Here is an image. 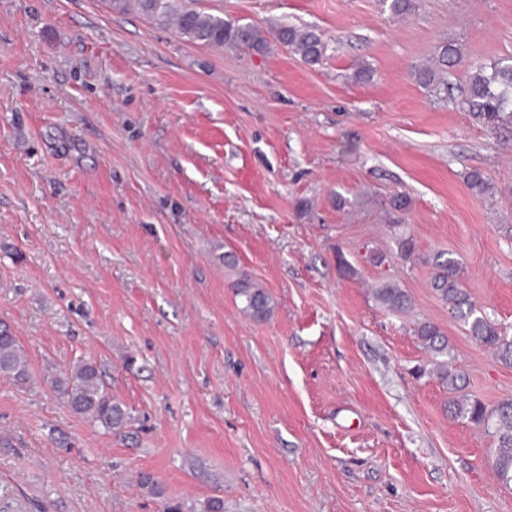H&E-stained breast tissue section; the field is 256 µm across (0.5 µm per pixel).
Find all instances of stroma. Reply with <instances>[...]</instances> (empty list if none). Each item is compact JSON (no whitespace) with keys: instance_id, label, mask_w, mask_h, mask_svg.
I'll return each instance as SVG.
<instances>
[{"instance_id":"stroma-1","label":"stroma","mask_w":512,"mask_h":512,"mask_svg":"<svg viewBox=\"0 0 512 512\" xmlns=\"http://www.w3.org/2000/svg\"><path fill=\"white\" fill-rule=\"evenodd\" d=\"M176 2L316 28L326 60L208 48L107 0H0V323L38 379H0V512H162L146 473L224 512H512L494 438L449 416L415 335L439 326L470 398L512 397V366L429 286L449 252L477 309L512 329V125L417 80L447 41L464 51L457 87L512 54V0H417L404 19L384 0ZM228 252L272 294L269 321L242 313ZM385 279L407 314L376 306ZM80 359L133 437L43 382ZM372 294L377 304L391 312L402 314L408 312L412 307L411 295L396 281H379Z\"/></svg>"}]
</instances>
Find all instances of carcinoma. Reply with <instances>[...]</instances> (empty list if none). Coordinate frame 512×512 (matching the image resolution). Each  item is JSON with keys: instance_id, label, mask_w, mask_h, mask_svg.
I'll return each mask as SVG.
<instances>
[{"instance_id": "carcinoma-1", "label": "carcinoma", "mask_w": 512, "mask_h": 512, "mask_svg": "<svg viewBox=\"0 0 512 512\" xmlns=\"http://www.w3.org/2000/svg\"><path fill=\"white\" fill-rule=\"evenodd\" d=\"M131 4L147 19L172 27L192 42L217 48H241L259 55L265 54L269 46L263 29L253 23L226 19L187 6L176 8L173 0H109L110 8L118 12L127 11ZM273 36L307 66L319 65L325 59L327 45L310 27L281 25ZM462 56L460 45L442 44L436 49L432 64L419 70L420 83L437 95L448 94L447 70L459 64ZM461 103L476 120L490 129L512 122V55L488 64H472L461 88ZM467 184L477 195H485L491 189L479 171L467 175ZM432 266L429 285L435 295L464 322L475 341L491 349L500 362L512 366V337L505 336L495 323L478 313L460 281L458 262L441 251L435 254ZM231 288L243 304L242 311L252 319L266 321L273 316L275 302L272 295L251 276H239L231 283ZM373 298L391 312L402 314L412 307L407 289L392 280L378 282L373 289ZM415 335L432 356L431 373L452 392L461 391L462 378L450 369L446 360L448 337L431 322L420 323ZM0 379L20 389H27L34 382L25 351L6 325L0 327ZM44 381L65 400L72 412L105 431L124 434L133 426L135 418L125 405L109 395L103 374L94 362L81 360L48 375ZM448 413L456 420L471 423L493 435L497 442L493 464L500 479L512 483V398L489 407L461 395L449 400ZM163 512H224V499L211 497L199 509L193 503L171 500L164 503Z\"/></svg>"}]
</instances>
